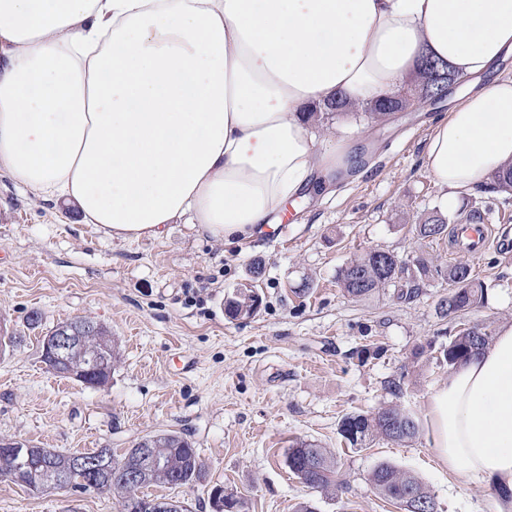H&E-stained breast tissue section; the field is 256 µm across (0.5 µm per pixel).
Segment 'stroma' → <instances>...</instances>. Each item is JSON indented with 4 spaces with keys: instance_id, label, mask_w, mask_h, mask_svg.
Masks as SVG:
<instances>
[{
    "instance_id": "35a3bbf8",
    "label": "stroma",
    "mask_w": 512,
    "mask_h": 512,
    "mask_svg": "<svg viewBox=\"0 0 512 512\" xmlns=\"http://www.w3.org/2000/svg\"><path fill=\"white\" fill-rule=\"evenodd\" d=\"M447 103L422 104L378 122L368 114L327 115L317 122L321 146L346 138L359 162L309 197L289 203L286 230L265 227L223 243L190 224H168L157 238L123 241L97 225L77 223L33 200L0 170V320L17 341L0 356V438L64 452L109 448L186 431L206 469L205 481L155 487L187 512H212L220 484L246 512H399L371 491L368 477L388 462L416 474L438 512H491V493L465 485L443 467L431 445L430 399L450 366L436 349L460 328L491 332L512 324V256L489 250L464 262L486 289L483 304L445 315L448 284L435 280L404 300L389 287L356 300L336 283L339 269L372 249L405 263L424 258L447 267V239L415 230L441 209L443 193L423 156ZM489 209L493 225L512 218V194L474 192L448 212L449 223ZM263 273L254 276V262ZM251 287L257 314L224 311L228 293ZM38 313V328L27 318ZM77 316L101 321L120 358L108 385L93 389L50 373L40 340ZM434 342V350L417 354ZM378 347L375 355L364 346ZM403 378L399 394L389 380ZM399 404L418 420L416 438L353 447L338 432L349 414ZM304 440L339 462L344 491L318 493L286 465L289 446ZM117 497L69 490L34 493L0 480V512H119Z\"/></svg>"
}]
</instances>
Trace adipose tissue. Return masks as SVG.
Returning a JSON list of instances; mask_svg holds the SVG:
<instances>
[{
	"label": "adipose tissue",
	"mask_w": 512,
	"mask_h": 512,
	"mask_svg": "<svg viewBox=\"0 0 512 512\" xmlns=\"http://www.w3.org/2000/svg\"><path fill=\"white\" fill-rule=\"evenodd\" d=\"M426 57L489 73L512 0H0V167L116 239L183 219L230 243L352 166L306 112L392 97ZM424 165L450 210L511 167L512 80L456 95ZM428 420L439 462L512 507V325Z\"/></svg>",
	"instance_id": "ef3b65f1"
}]
</instances>
